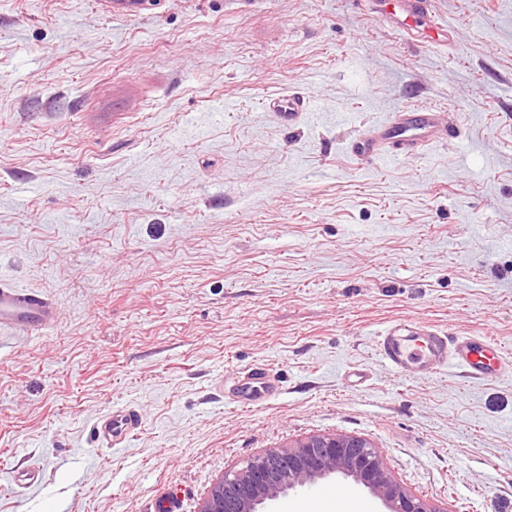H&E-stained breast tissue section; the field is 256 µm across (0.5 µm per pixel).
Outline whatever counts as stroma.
Returning <instances> with one entry per match:
<instances>
[{
	"label": "stroma",
	"instance_id": "35a3bbf8",
	"mask_svg": "<svg viewBox=\"0 0 512 512\" xmlns=\"http://www.w3.org/2000/svg\"><path fill=\"white\" fill-rule=\"evenodd\" d=\"M0 0V274L58 304L0 333V512H198L225 472L367 438L438 512H512V377L405 378L395 318L512 359V0ZM307 97L295 124L270 101ZM454 132L359 164L393 112ZM267 364L278 394L233 403ZM140 409L123 446L112 408ZM14 469L35 484L11 483ZM398 2L400 3L398 10L388 12L384 16L390 27L408 32V27L415 25L427 28L433 33L432 0H398ZM142 417L139 409L121 407L112 409L100 418L96 426L97 438L108 448L125 443L141 427Z\"/></svg>",
	"mask_w": 512,
	"mask_h": 512
}]
</instances>
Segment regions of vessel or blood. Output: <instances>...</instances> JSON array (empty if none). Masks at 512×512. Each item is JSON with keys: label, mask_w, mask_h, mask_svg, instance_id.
Wrapping results in <instances>:
<instances>
[{"label": "vessel or blood", "mask_w": 512, "mask_h": 512, "mask_svg": "<svg viewBox=\"0 0 512 512\" xmlns=\"http://www.w3.org/2000/svg\"><path fill=\"white\" fill-rule=\"evenodd\" d=\"M385 20L390 27L403 31L414 25L431 28L432 0H399L398 9L387 13ZM451 132L450 124L438 108L404 109L394 115L381 140L360 139L352 144L351 152L358 159H370L383 141L395 155L408 156L428 143L448 138ZM59 315L57 303L43 291L0 279V330L33 334L54 325ZM377 349L392 370L407 377L431 374L453 364L468 378L491 380L499 377L507 365L502 352L488 337L453 338L429 324L408 318L390 322L377 338ZM274 393L271 368L260 366L253 368L238 387L236 401L250 406ZM141 423L139 409L116 408L100 418L96 434L103 445L115 448L133 436ZM320 495L328 512H345L349 493L344 487L327 485Z\"/></svg>", "instance_id": "vessel-or-blood-1"}]
</instances>
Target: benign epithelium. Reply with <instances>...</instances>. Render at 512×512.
<instances>
[{"instance_id":"benign-epithelium-1","label":"benign epithelium","mask_w":512,"mask_h":512,"mask_svg":"<svg viewBox=\"0 0 512 512\" xmlns=\"http://www.w3.org/2000/svg\"><path fill=\"white\" fill-rule=\"evenodd\" d=\"M332 474L363 485L387 512H436L393 479L369 440L345 434L311 436L251 458L224 473L199 512H258V506Z\"/></svg>"}]
</instances>
